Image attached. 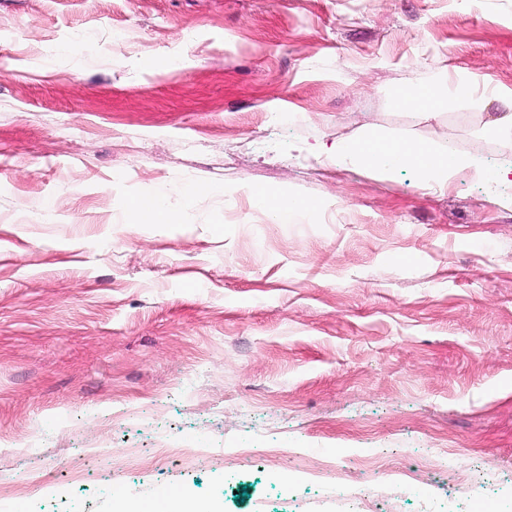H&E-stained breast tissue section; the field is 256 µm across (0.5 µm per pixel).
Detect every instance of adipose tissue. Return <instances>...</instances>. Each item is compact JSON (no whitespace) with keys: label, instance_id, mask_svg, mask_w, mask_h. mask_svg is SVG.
<instances>
[{"label":"adipose tissue","instance_id":"adipose-tissue-1","mask_svg":"<svg viewBox=\"0 0 512 512\" xmlns=\"http://www.w3.org/2000/svg\"><path fill=\"white\" fill-rule=\"evenodd\" d=\"M330 152L337 158H351L365 166L385 170L399 166H413L421 178L445 186L461 170H469L475 177L486 174L484 165L476 159H464L452 152L429 147L420 142L366 136L354 143H334Z\"/></svg>","mask_w":512,"mask_h":512}]
</instances>
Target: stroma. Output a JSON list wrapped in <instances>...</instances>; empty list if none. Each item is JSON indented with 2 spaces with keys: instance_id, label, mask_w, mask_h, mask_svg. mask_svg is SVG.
<instances>
[{
  "instance_id": "1",
  "label": "stroma",
  "mask_w": 512,
  "mask_h": 512,
  "mask_svg": "<svg viewBox=\"0 0 512 512\" xmlns=\"http://www.w3.org/2000/svg\"><path fill=\"white\" fill-rule=\"evenodd\" d=\"M437 74L438 108L392 107ZM505 112L512 0H0V483L41 479L23 512H336L315 469L372 456L403 492L359 512H512V176L325 153L512 173ZM254 183L324 207L273 222ZM144 192L178 223H131ZM102 441L111 476L71 482ZM328 151L336 160L349 157L365 166L385 170L399 166H413L426 182L448 186L455 175L469 170L475 177L486 176L484 165L476 159H464L450 151L429 147L420 142L366 136L355 143H334Z\"/></svg>"
}]
</instances>
